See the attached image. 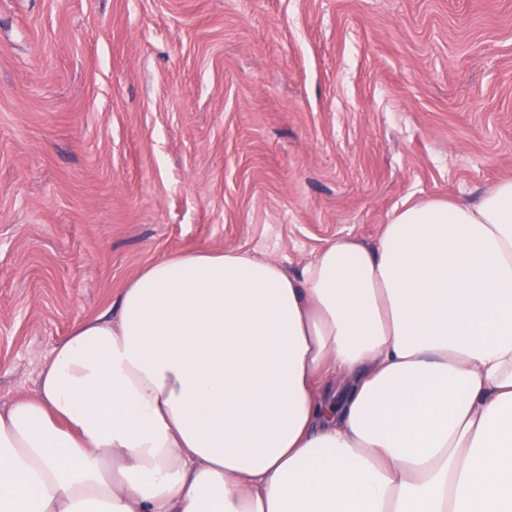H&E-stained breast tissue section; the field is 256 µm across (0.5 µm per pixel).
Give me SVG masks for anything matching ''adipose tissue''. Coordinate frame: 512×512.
Returning <instances> with one entry per match:
<instances>
[{"instance_id": "obj_1", "label": "adipose tissue", "mask_w": 512, "mask_h": 512, "mask_svg": "<svg viewBox=\"0 0 512 512\" xmlns=\"http://www.w3.org/2000/svg\"><path fill=\"white\" fill-rule=\"evenodd\" d=\"M0 408V512H512V179L299 274L152 263Z\"/></svg>"}]
</instances>
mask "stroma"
I'll use <instances>...</instances> for the list:
<instances>
[{
	"instance_id": "1",
	"label": "stroma",
	"mask_w": 512,
	"mask_h": 512,
	"mask_svg": "<svg viewBox=\"0 0 512 512\" xmlns=\"http://www.w3.org/2000/svg\"><path fill=\"white\" fill-rule=\"evenodd\" d=\"M505 178L512 0H0V406L153 262Z\"/></svg>"
}]
</instances>
